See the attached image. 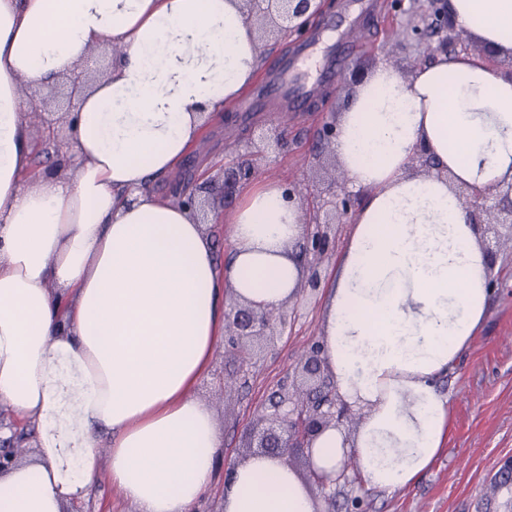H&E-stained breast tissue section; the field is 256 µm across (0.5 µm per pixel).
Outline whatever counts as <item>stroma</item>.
<instances>
[{
    "instance_id": "35a3bbf8",
    "label": "stroma",
    "mask_w": 512,
    "mask_h": 512,
    "mask_svg": "<svg viewBox=\"0 0 512 512\" xmlns=\"http://www.w3.org/2000/svg\"><path fill=\"white\" fill-rule=\"evenodd\" d=\"M375 2L369 42L347 53L341 41L346 26L339 15L341 0H326L311 26L333 29L334 35L318 45L315 54L344 52L342 80L325 86L300 113L259 112L245 122L235 106H228L226 117L210 121L202 132L191 155L193 179L221 178L225 165L239 159L240 142L278 127L288 133V149L255 158L264 179L294 187L302 201L312 193L326 195L342 170L331 145L320 144L319 132L353 92L351 72L366 77L389 63L407 76L428 60L412 39L390 49L389 29L406 25L411 17L391 9L392 0ZM352 226L348 217L338 225L334 246L319 263V288H301L281 307L285 326H274L252 340L249 365H242L228 340L217 344L211 366L193 393L210 407L223 436L221 467L249 456L257 431L271 425L272 394L287 395L301 385L298 369L311 345L320 340L322 304ZM481 244L497 253L491 271L493 293L481 329L438 379V389L448 401L450 430L437 459L414 483L392 490L369 488L361 476H349L320 496L323 512H512V479L500 473L502 462L512 458V226H483ZM68 512H134V507L117 486L102 479L88 499L73 503Z\"/></svg>"
}]
</instances>
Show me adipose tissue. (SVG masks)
Listing matches in <instances>:
<instances>
[{"label":"adipose tissue","instance_id":"1","mask_svg":"<svg viewBox=\"0 0 512 512\" xmlns=\"http://www.w3.org/2000/svg\"><path fill=\"white\" fill-rule=\"evenodd\" d=\"M243 0H0V402L37 435V455L0 469V512H65L86 499L108 437L107 479L135 512H195L222 437L192 390L224 334V291L272 309L303 277L301 212L285 184H243L232 253L182 201L150 183L178 169L203 127L252 83L257 34ZM495 55L512 54V0H448ZM120 46L71 113L81 165L70 183L18 180L36 143L24 87ZM333 148L366 190L322 307V356L341 399L367 415L353 441L329 428L315 467L354 456L368 487H403L448 429L436 380L486 317L488 257L458 188L512 183V74L437 53L402 77L381 67L336 118ZM439 168L410 169L416 149ZM286 457L234 464L223 512H316ZM205 224L206 231L210 234L217 257V261L222 265L226 262L229 253L231 252V243L229 238L228 225L220 224Z\"/></svg>","mask_w":512,"mask_h":512}]
</instances>
